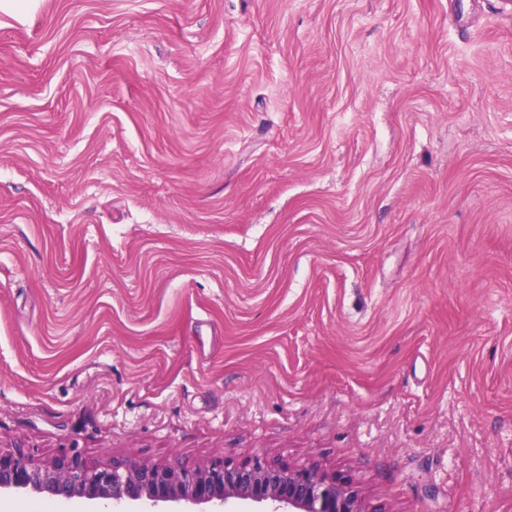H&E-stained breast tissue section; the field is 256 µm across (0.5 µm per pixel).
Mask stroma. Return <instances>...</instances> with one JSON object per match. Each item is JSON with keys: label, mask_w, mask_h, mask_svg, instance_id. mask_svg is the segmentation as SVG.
I'll use <instances>...</instances> for the list:
<instances>
[{"label": "stroma", "mask_w": 512, "mask_h": 512, "mask_svg": "<svg viewBox=\"0 0 512 512\" xmlns=\"http://www.w3.org/2000/svg\"><path fill=\"white\" fill-rule=\"evenodd\" d=\"M18 447L512 512V0H0Z\"/></svg>", "instance_id": "obj_1"}]
</instances>
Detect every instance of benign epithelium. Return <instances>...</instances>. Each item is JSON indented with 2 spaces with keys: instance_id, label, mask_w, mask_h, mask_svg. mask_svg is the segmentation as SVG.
<instances>
[{
  "instance_id": "obj_1",
  "label": "benign epithelium",
  "mask_w": 512,
  "mask_h": 512,
  "mask_svg": "<svg viewBox=\"0 0 512 512\" xmlns=\"http://www.w3.org/2000/svg\"><path fill=\"white\" fill-rule=\"evenodd\" d=\"M3 492L114 505L184 502L200 506L236 498L266 505L268 512H372L350 482L319 466L272 464L260 455L241 463L219 461L194 467L178 460L165 465L114 461L90 467L74 452L64 451L41 462L17 448L0 451Z\"/></svg>"
}]
</instances>
